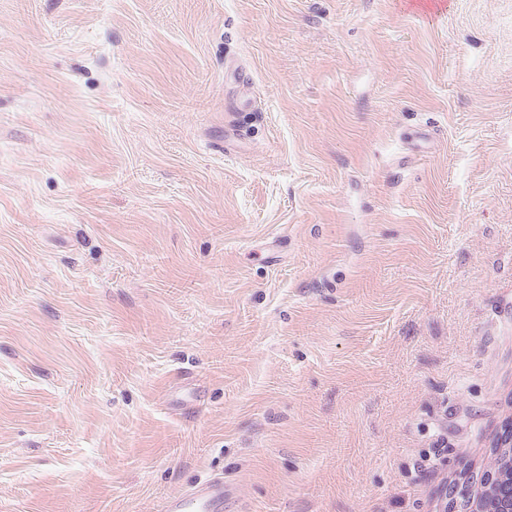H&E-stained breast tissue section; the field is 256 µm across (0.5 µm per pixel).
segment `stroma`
I'll return each instance as SVG.
<instances>
[{
  "label": "stroma",
  "instance_id": "stroma-1",
  "mask_svg": "<svg viewBox=\"0 0 512 512\" xmlns=\"http://www.w3.org/2000/svg\"><path fill=\"white\" fill-rule=\"evenodd\" d=\"M512 416V0H0V512H439ZM228 497L224 478L214 477L191 489L166 497L162 512H223Z\"/></svg>",
  "mask_w": 512,
  "mask_h": 512
}]
</instances>
